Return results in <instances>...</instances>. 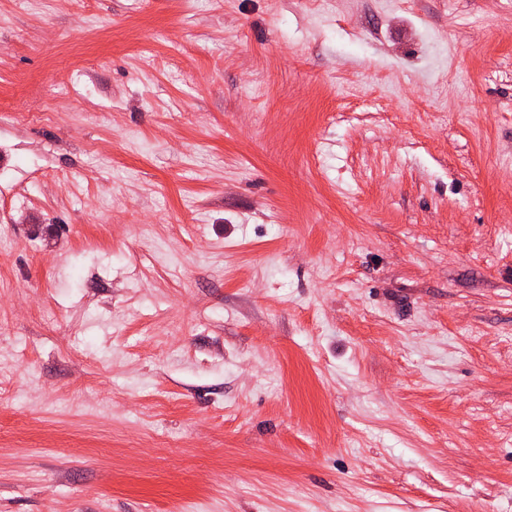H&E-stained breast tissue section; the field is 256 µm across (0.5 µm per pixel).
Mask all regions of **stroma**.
I'll return each mask as SVG.
<instances>
[{
	"mask_svg": "<svg viewBox=\"0 0 512 512\" xmlns=\"http://www.w3.org/2000/svg\"><path fill=\"white\" fill-rule=\"evenodd\" d=\"M0 512H512V0H0Z\"/></svg>",
	"mask_w": 512,
	"mask_h": 512,
	"instance_id": "obj_1",
	"label": "stroma"
}]
</instances>
